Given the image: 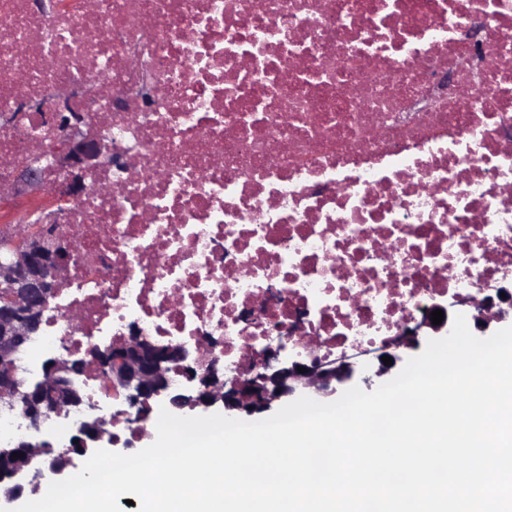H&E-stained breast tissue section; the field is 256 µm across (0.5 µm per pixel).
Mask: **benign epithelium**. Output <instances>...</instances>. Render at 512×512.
<instances>
[{
    "mask_svg": "<svg viewBox=\"0 0 512 512\" xmlns=\"http://www.w3.org/2000/svg\"><path fill=\"white\" fill-rule=\"evenodd\" d=\"M49 121L67 128L69 135L52 154L35 148L29 154L30 160L17 164L15 178L0 195L1 199L12 194L45 195L47 186L39 165L43 159L66 174L64 186L56 191L58 199L70 201L85 191L86 177L98 167L106 145L82 131L78 113L60 110L50 114ZM76 254L75 241L59 236L47 224L26 222L21 231L0 238V408H19L27 430L25 437L0 446V459H10L15 452L23 453L9 468L0 471V501L7 504L22 499L28 486L37 479L34 463L38 459L49 457L53 471L59 476L72 466L73 456L91 454L103 441L112 444L104 422L94 416L80 423L58 453L42 431L48 414L59 415L64 410L86 406L77 384L88 365L86 359L73 356L46 359L41 379L32 388L19 378V355L40 331L48 299ZM459 303H470L480 310L475 317V328L481 332L491 322L502 321L508 315V310L494 304L489 296L457 297L448 304L429 308L424 318L375 352L360 350L309 363L288 355L279 340L272 338L243 378L222 380L215 366L199 374L191 366L197 351L138 335L108 347L92 361L105 371L113 393L121 396L129 408L137 410L140 419L146 418L154 399L164 401L174 410L220 406L230 418L254 416L270 410L276 402L310 394L333 396L358 373L371 371L377 377L387 374L391 367L383 363L382 356L387 355L396 363L401 360L398 350H415L427 336L448 335L453 325L451 308ZM437 309L444 312V320L434 325L431 313ZM172 364L181 365L182 380L178 384L172 383L168 376ZM300 367L306 372H298Z\"/></svg>",
    "mask_w": 512,
    "mask_h": 512,
    "instance_id": "obj_1",
    "label": "benign epithelium"
}]
</instances>
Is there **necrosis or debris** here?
Listing matches in <instances>:
<instances>
[{"mask_svg":"<svg viewBox=\"0 0 512 512\" xmlns=\"http://www.w3.org/2000/svg\"><path fill=\"white\" fill-rule=\"evenodd\" d=\"M111 159L39 215L76 260L18 366L131 327L245 374L378 349L438 300L512 273V0H0V186L58 137L59 88ZM114 442L155 441L96 364Z\"/></svg>","mask_w":512,"mask_h":512,"instance_id":"obj_1","label":"necrosis or debris"}]
</instances>
